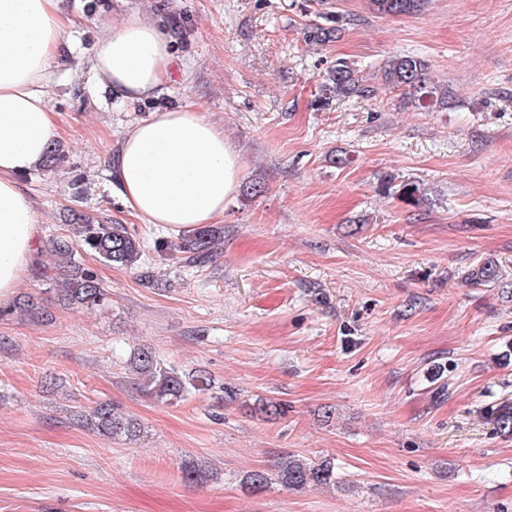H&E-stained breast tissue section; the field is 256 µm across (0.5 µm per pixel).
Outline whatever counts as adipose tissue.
<instances>
[{
  "instance_id": "obj_1",
  "label": "adipose tissue",
  "mask_w": 512,
  "mask_h": 512,
  "mask_svg": "<svg viewBox=\"0 0 512 512\" xmlns=\"http://www.w3.org/2000/svg\"><path fill=\"white\" fill-rule=\"evenodd\" d=\"M72 24L60 0H0V303L11 300L37 250L38 214L18 184L61 135L48 76ZM170 39L130 12L103 27L89 70L114 98L153 94L172 73ZM115 178L125 204L149 224L192 229L224 215L240 158L223 130L192 106L154 112L123 139Z\"/></svg>"
}]
</instances>
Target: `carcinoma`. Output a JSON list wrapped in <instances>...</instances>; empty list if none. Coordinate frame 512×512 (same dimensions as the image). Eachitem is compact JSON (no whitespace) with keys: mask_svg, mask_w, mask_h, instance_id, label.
Wrapping results in <instances>:
<instances>
[{"mask_svg":"<svg viewBox=\"0 0 512 512\" xmlns=\"http://www.w3.org/2000/svg\"><path fill=\"white\" fill-rule=\"evenodd\" d=\"M423 2L424 0H374V5L383 15L400 16L419 11ZM338 33L337 27L316 24L308 30V37L315 42L325 43ZM426 69L424 60L399 55L388 61L382 76L387 85L402 91L403 104L427 111H442L448 108V91L427 84ZM328 89L338 96L348 97L365 92L359 72L344 60L337 61L335 68L329 72ZM222 234L223 230L220 228L204 224L191 236L183 239L177 245V251L191 254L202 261L221 240ZM49 251L57 260L56 287L60 301L77 307H93L104 304L106 293L100 286L97 274L81 266L77 259L78 252H91L102 262L135 269L141 260L142 245L140 239L124 224L103 223L76 213L73 222L69 224V233L50 240ZM499 279L500 270L491 260L476 266L465 277L472 285L494 284ZM16 310L36 318L42 316L34 302L24 298L12 307L0 308V317L10 315ZM128 367L143 393L166 404H175L184 400L190 391H206L211 386V380L205 373L199 371L185 376L165 364L150 348L135 352L129 359ZM73 417L79 425L113 439L131 442L141 438L145 432L139 419L111 401L100 402L89 411H75ZM276 476L282 487L291 490L336 482L332 462H310L289 453L281 458ZM245 484L255 491H262L271 484V478L263 471H251L245 477Z\"/></svg>","mask_w":512,"mask_h":512,"instance_id":"cac0c4a2","label":"carcinoma"}]
</instances>
